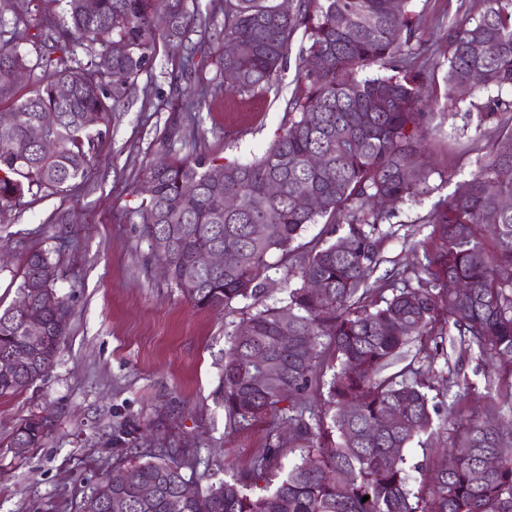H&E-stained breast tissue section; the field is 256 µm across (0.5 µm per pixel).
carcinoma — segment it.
<instances>
[{
	"instance_id": "carcinoma-1",
	"label": "carcinoma",
	"mask_w": 512,
	"mask_h": 512,
	"mask_svg": "<svg viewBox=\"0 0 512 512\" xmlns=\"http://www.w3.org/2000/svg\"><path fill=\"white\" fill-rule=\"evenodd\" d=\"M412 0H297L284 13L277 0H224L223 39L234 45L224 54V78L238 92L268 89L278 81L291 37L304 28L309 45L300 48L304 67L288 100V126L263 154L248 163H218L187 155L162 158L143 168L134 213L147 241L165 235L167 251L156 258L169 268L170 281L196 307L219 310L265 294L268 256L298 258L299 282L285 304L264 307L227 333L222 392L228 418L258 421L288 409V446L304 451L281 478L272 479L283 445L266 448L248 468L205 489L160 451L126 469L127 480H105L95 492L121 502L112 512H512V430L481 420L466 408L479 395L468 379L450 381L439 392L448 401L450 455L416 466L410 483L407 450L432 433L440 406L430 368L407 364L388 374L413 339L423 341L421 360L445 345L476 353L474 374L485 388L512 375V99L497 97L476 106L479 123L496 131L489 147H475V169L466 191L434 203L423 219L434 248L417 269L392 274L396 288L373 278L382 262L381 224L388 213L374 207L424 193L429 178L424 133L434 113L424 108L429 89L417 80L418 61L428 47L413 41ZM473 20L451 19L446 34L448 68L445 98L482 75V86L512 89V0H485ZM69 22L45 19L36 32L25 12L13 11L9 37L0 42V101H12L13 126L0 132V210L17 206L27 194L60 190L85 179L94 147L93 127L107 122L128 97L162 42L175 54L186 50L188 34L201 27L185 0H67ZM169 24L159 28L158 15ZM39 49L36 60L20 46ZM84 46L88 60L75 59ZM378 66L390 76L361 78ZM43 69L29 97H15V74ZM64 82L69 95L58 98ZM53 110L58 124L48 133L51 148L28 135L41 114ZM318 154L323 164L312 167ZM279 185L271 195L267 186ZM318 201L314 209L296 205L300 195ZM342 228L333 242L297 255L294 243L308 225ZM265 225L252 236L251 225ZM234 237L236 251L224 268L195 266L201 244L224 247ZM49 252L34 250L25 261L17 293L42 287V273L54 267ZM319 281L317 296L307 283ZM392 296H384L386 289ZM288 311V344L281 343L283 311ZM32 312L49 324V340L37 356L5 375L0 396L21 392L53 367L67 326L33 301ZM248 338H240L243 330ZM336 370L327 382L326 409L308 395L323 362L320 339ZM26 349L24 315L0 309V358ZM463 392L451 394L452 386ZM47 421L34 416L14 432L10 447L41 442ZM454 459L448 467V458ZM496 459L488 470L485 459ZM317 466H310L311 462ZM190 497H181L186 485ZM367 501H362L364 496ZM180 501V509L171 503Z\"/></svg>"
}]
</instances>
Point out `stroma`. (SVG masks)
Instances as JSON below:
<instances>
[{
  "label": "stroma",
  "mask_w": 512,
  "mask_h": 512,
  "mask_svg": "<svg viewBox=\"0 0 512 512\" xmlns=\"http://www.w3.org/2000/svg\"><path fill=\"white\" fill-rule=\"evenodd\" d=\"M207 25L192 33L201 44L191 65L158 45L121 111L110 113L95 139L92 166L79 184L26 196L0 215V306L13 303L30 251H49L58 265L56 288L69 306L68 330L49 374L29 389L0 396V512H82L97 482L111 470L144 461L159 449L183 464L201 486L246 469L274 443L287 419L230 425L221 387L227 331L256 307L196 308L173 288L154 259L131 211V188L145 162L168 149L219 162L252 161L283 131L286 103L297 88L295 33L276 85L234 93L224 85L222 0H187ZM414 36L427 42L420 64L426 85L444 90L448 56L447 0H413ZM207 105L196 127L184 118L187 91ZM482 88L434 105L426 150L427 191L397 205L382 229L384 261L410 266L431 249L423 217L441 197L462 191L474 169L475 145L492 138L475 108ZM50 417L40 446L16 454L14 427L30 415Z\"/></svg>",
  "instance_id": "1"
}]
</instances>
